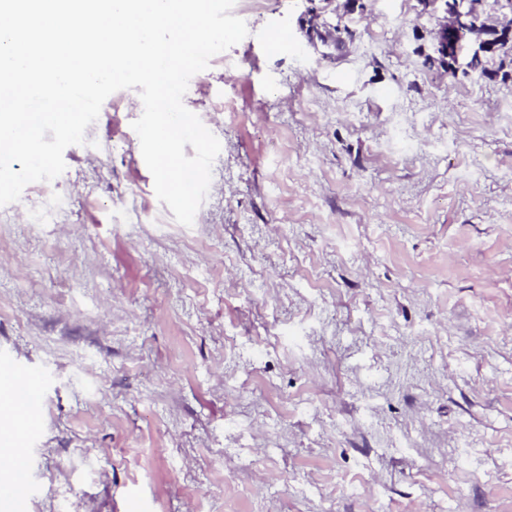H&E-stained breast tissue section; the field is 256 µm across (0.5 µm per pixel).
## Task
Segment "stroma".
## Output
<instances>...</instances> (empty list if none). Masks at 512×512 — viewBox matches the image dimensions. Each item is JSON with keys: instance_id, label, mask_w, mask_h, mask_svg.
Wrapping results in <instances>:
<instances>
[{"instance_id": "1", "label": "stroma", "mask_w": 512, "mask_h": 512, "mask_svg": "<svg viewBox=\"0 0 512 512\" xmlns=\"http://www.w3.org/2000/svg\"><path fill=\"white\" fill-rule=\"evenodd\" d=\"M189 81L192 226L103 103L0 207L23 512H512V80L421 0H266ZM0 382L10 387L0 389V407L2 402L8 398V408L12 409L33 430L35 419L39 414L42 405V395L39 381L36 376H19L13 366L7 362H0ZM5 392H7L5 394ZM3 410V409H2Z\"/></svg>"}]
</instances>
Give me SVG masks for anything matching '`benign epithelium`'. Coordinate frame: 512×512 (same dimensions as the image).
Listing matches in <instances>:
<instances>
[{"instance_id": "obj_1", "label": "benign epithelium", "mask_w": 512, "mask_h": 512, "mask_svg": "<svg viewBox=\"0 0 512 512\" xmlns=\"http://www.w3.org/2000/svg\"><path fill=\"white\" fill-rule=\"evenodd\" d=\"M480 28L494 30L508 38L512 36V15L499 11L492 15L480 11L474 0L464 8L443 11V17L438 21L435 52L449 70L456 73L467 70V58L462 56V42H467V48L479 54L489 49L485 40L476 35Z\"/></svg>"}]
</instances>
